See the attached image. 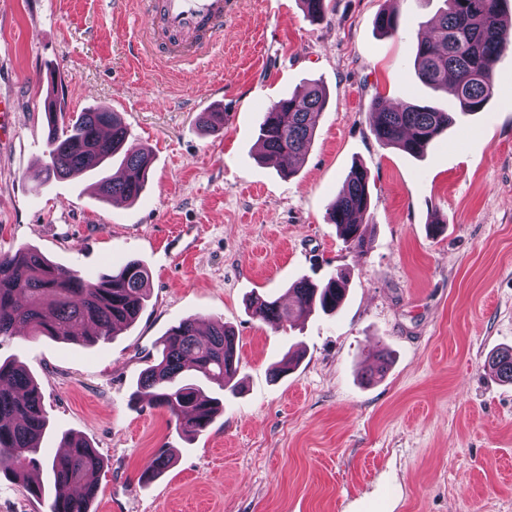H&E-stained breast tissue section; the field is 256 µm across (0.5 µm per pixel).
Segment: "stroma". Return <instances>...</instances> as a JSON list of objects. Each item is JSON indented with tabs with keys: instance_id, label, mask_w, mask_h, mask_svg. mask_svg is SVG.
Wrapping results in <instances>:
<instances>
[{
	"instance_id": "35a3bbf8",
	"label": "stroma",
	"mask_w": 512,
	"mask_h": 512,
	"mask_svg": "<svg viewBox=\"0 0 512 512\" xmlns=\"http://www.w3.org/2000/svg\"><path fill=\"white\" fill-rule=\"evenodd\" d=\"M233 0L224 39L191 65L134 54L139 0H0V252L22 246L86 276L136 258L149 297L132 325L93 345L25 335L0 344L38 382L49 428L104 460L93 512H512V383L488 364L512 347V47L503 90L421 158L372 134L374 100L455 109L416 78L417 42L440 0ZM397 7V34L376 28ZM56 75L68 115L121 113L154 163L135 203L102 201L90 173L45 180L44 100ZM314 82L328 94L293 176L259 160L257 118ZM221 108V135L200 113ZM370 173L363 253L327 211L354 165ZM347 280L335 314L274 327L246 308L300 278ZM236 336L237 394L191 438L136 382L185 318ZM392 363L366 374L380 349ZM296 368L270 371L287 352ZM172 466L141 479L159 449Z\"/></svg>"
}]
</instances>
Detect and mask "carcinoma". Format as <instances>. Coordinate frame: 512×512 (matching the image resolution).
Masks as SVG:
<instances>
[{
  "instance_id": "cac0c4a2",
  "label": "carcinoma",
  "mask_w": 512,
  "mask_h": 512,
  "mask_svg": "<svg viewBox=\"0 0 512 512\" xmlns=\"http://www.w3.org/2000/svg\"><path fill=\"white\" fill-rule=\"evenodd\" d=\"M444 8L419 39L414 66L418 78L433 89H448L454 77V94L461 110L479 112L501 90L495 66L512 44V29L503 23V0H443ZM376 27L385 35L398 32L399 17L393 8L380 13ZM327 105L326 89L314 84L293 92L259 113L258 136L263 160L274 166L284 158L303 161L315 135V117ZM226 112H204L206 132H224ZM49 161L45 179H61L75 172L97 175L93 188L105 200L134 203L143 194L152 154L129 143L130 131L120 113L94 108L66 118L49 102L46 112ZM455 122L454 112L423 103L389 106L374 102L370 128L374 137L412 156H422ZM120 161L123 177L106 174L105 163ZM368 170L352 167L328 220L336 225L344 243L364 252L370 239L362 230L363 217L371 206ZM149 274L137 259L96 278L61 267L41 252L20 247L0 254V340L28 329L76 344L110 339L140 315L147 297ZM292 304L280 299L255 297L249 303L253 317L275 326L294 322L316 310L334 312L345 296V276L337 273L318 285L307 279L288 288ZM489 364L499 378L512 382V350L491 356ZM238 368L235 336L220 321L205 335L197 321L183 319L162 340L154 362L139 375L137 388L148 392L154 405L167 410L179 431L199 435L212 424L221 407L199 378L223 390ZM47 428L43 395L21 365L0 362V472L22 482L27 493L47 499V512H91L96 487L87 476L102 467L101 457L82 437L64 439L67 452L48 462L53 477L50 495L28 480ZM170 465L167 451L159 450L145 472L156 477Z\"/></svg>"
}]
</instances>
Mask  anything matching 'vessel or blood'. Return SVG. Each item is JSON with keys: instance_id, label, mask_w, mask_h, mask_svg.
Masks as SVG:
<instances>
[{"instance_id": "vessel-or-blood-1", "label": "vessel or blood", "mask_w": 512, "mask_h": 512, "mask_svg": "<svg viewBox=\"0 0 512 512\" xmlns=\"http://www.w3.org/2000/svg\"><path fill=\"white\" fill-rule=\"evenodd\" d=\"M227 0H146L144 52L172 63L190 61L224 35Z\"/></svg>"}]
</instances>
